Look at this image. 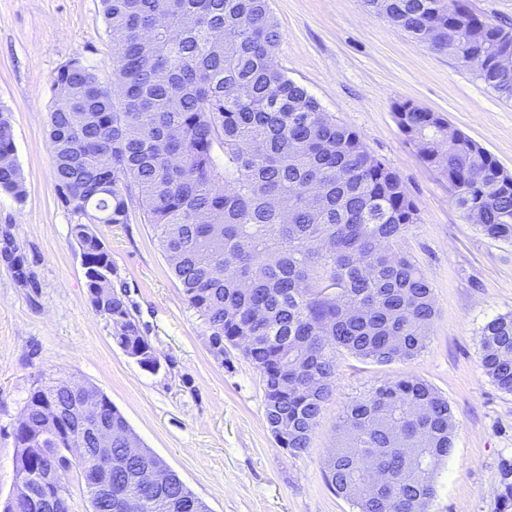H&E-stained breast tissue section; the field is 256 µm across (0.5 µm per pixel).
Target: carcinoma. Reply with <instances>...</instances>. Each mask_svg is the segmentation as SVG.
Instances as JSON below:
<instances>
[{"label":"carcinoma","mask_w":512,"mask_h":512,"mask_svg":"<svg viewBox=\"0 0 512 512\" xmlns=\"http://www.w3.org/2000/svg\"><path fill=\"white\" fill-rule=\"evenodd\" d=\"M412 37L462 65L482 55L477 77L512 100V29L491 26L457 0H363ZM112 37L105 80L78 59L61 64L45 128L61 200L78 216L86 286L112 322V338L143 367L159 365L149 341L112 290V256L94 226L130 221L131 189L144 220L209 336L212 353L252 343L242 355L259 372L264 419L278 447L298 456L332 391L336 350L363 361H408L425 347L437 315L426 273L394 249L419 223L399 176L361 136L324 111L274 63L281 34L268 0H100ZM401 132L421 159L448 178L455 205L476 214L484 235L512 244V173L448 120L413 102L395 104ZM224 153L218 168L215 150ZM0 156H15L9 114L0 108ZM0 189L26 197L18 163L0 166ZM482 366L512 393V314L481 331ZM70 397L50 374L33 388L16 430L21 499L37 491V471L57 449L96 447L91 431L61 438L68 418L45 411ZM101 419L127 430L106 397ZM448 400L412 376L385 381L352 402L337 426L326 481L357 512H427L433 476L454 448ZM112 499L85 484L92 512H123L127 493L141 512H201L196 497L147 448L112 442ZM95 455L63 468H98ZM386 480L362 488L366 466ZM159 490L142 489L144 467Z\"/></svg>","instance_id":"cac0c4a2"}]
</instances>
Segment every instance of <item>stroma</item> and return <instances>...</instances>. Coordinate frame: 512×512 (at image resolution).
<instances>
[{
  "label": "stroma",
  "mask_w": 512,
  "mask_h": 512,
  "mask_svg": "<svg viewBox=\"0 0 512 512\" xmlns=\"http://www.w3.org/2000/svg\"><path fill=\"white\" fill-rule=\"evenodd\" d=\"M281 41L275 62L401 178L419 224L400 242L425 270L437 318L426 349L408 362L336 353V376L301 456L279 448L264 419L260 375L239 350L216 358L139 205L126 224L96 231L123 296L160 368L150 371L113 340L91 304L77 220L58 196L44 134L52 80L77 59L110 72L111 39L99 0H0V106L8 108L26 199L0 191V512L17 483L15 431L41 376L55 372L103 393L141 444L174 470L209 512H355L325 480L345 406L382 381L411 375L448 399L455 447L439 467L428 512H496L512 462V394L482 367L481 329L512 313V246L486 237L456 207L446 177L398 128L393 107L411 101L512 172V102L454 57L434 51L362 0H269ZM23 260L15 270L14 257Z\"/></svg>",
  "instance_id": "35a3bbf8"
}]
</instances>
